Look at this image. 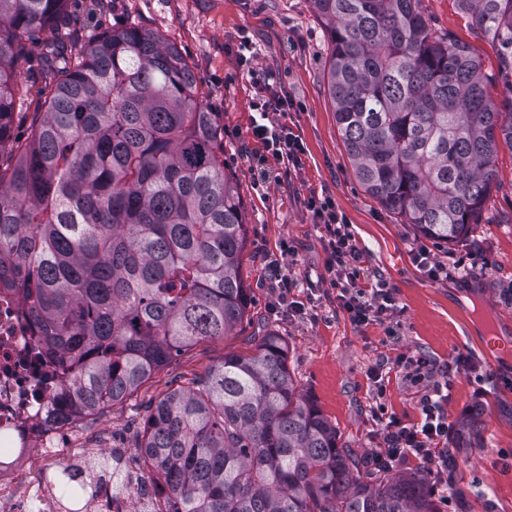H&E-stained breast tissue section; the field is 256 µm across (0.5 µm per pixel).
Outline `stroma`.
I'll use <instances>...</instances> for the list:
<instances>
[{"label": "stroma", "instance_id": "stroma-1", "mask_svg": "<svg viewBox=\"0 0 512 512\" xmlns=\"http://www.w3.org/2000/svg\"><path fill=\"white\" fill-rule=\"evenodd\" d=\"M419 10L435 34L453 32L470 44L487 74H496L494 47L472 30L455 0H419ZM79 34L135 26L174 42L204 86L203 105L224 125V165L234 173L248 215L242 277L251 306L236 335L205 339L184 349L123 403L81 417L73 430L76 447L122 449L135 456L151 406L163 394L186 386L221 362L225 353L244 352L249 339L276 331L289 344L288 368L299 390L335 427L341 446L366 458L383 451L374 415L384 403L389 416L410 424L420 417V399L429 388H447L448 428L482 409L478 438L471 447L449 441L455 460L452 488L436 492L441 512H512V148L500 146L497 179L487 203L486 224L451 249L418 238L410 225L385 209L359 185L336 125L327 90L325 29L310 0H71ZM249 38L256 69L274 72L297 107L277 114L302 139V169L281 170L260 190L253 184L247 156L251 104L258 86L238 65L242 38ZM330 196L346 216L364 256V266L392 288L398 306L395 336L372 323L357 327L336 305L329 255L319 225L305 201ZM429 252L433 261L460 267L444 281L428 278L414 258ZM279 263L298 286L296 300H309L307 314L284 317L274 306L268 267ZM318 293L308 299L306 287ZM425 363L415 381L399 355ZM468 366H457L458 356ZM384 378L377 397L371 371Z\"/></svg>", "mask_w": 512, "mask_h": 512}]
</instances>
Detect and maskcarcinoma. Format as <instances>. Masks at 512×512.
Wrapping results in <instances>:
<instances>
[{
    "label": "carcinoma",
    "instance_id": "1",
    "mask_svg": "<svg viewBox=\"0 0 512 512\" xmlns=\"http://www.w3.org/2000/svg\"><path fill=\"white\" fill-rule=\"evenodd\" d=\"M419 0H312L327 88L355 175L438 247L475 233L512 147V0H456L496 49L436 35ZM68 0H0V289L19 293L45 357L72 370L74 418L132 396L175 355L248 314L246 210L224 128L181 50L151 30L78 51ZM42 47L30 137L11 140L17 64ZM508 98L496 103L492 81ZM156 402L138 454L172 512H439L425 476L338 447L274 332ZM463 419L459 439L479 434Z\"/></svg>",
    "mask_w": 512,
    "mask_h": 512
}]
</instances>
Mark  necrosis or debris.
I'll use <instances>...</instances> for the list:
<instances>
[{
	"instance_id": "4bbe7bcc",
	"label": "necrosis or debris",
	"mask_w": 512,
	"mask_h": 512,
	"mask_svg": "<svg viewBox=\"0 0 512 512\" xmlns=\"http://www.w3.org/2000/svg\"><path fill=\"white\" fill-rule=\"evenodd\" d=\"M69 402L65 379L36 344L20 296L0 291V512H69L67 496L47 476L63 455L71 458L73 483L91 490L83 512H161L165 480L143 459L138 469L151 484L115 500L108 477L90 466L99 449L72 445Z\"/></svg>"
}]
</instances>
